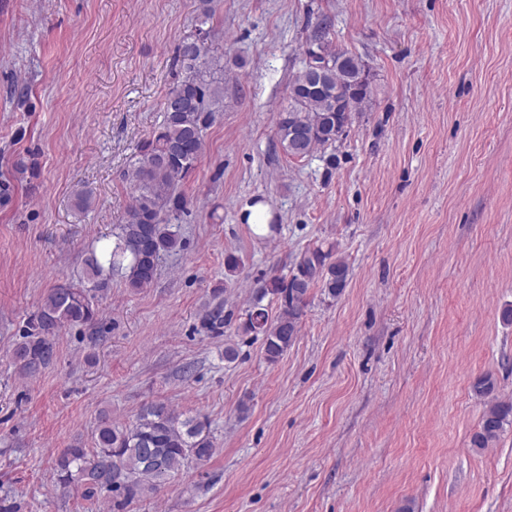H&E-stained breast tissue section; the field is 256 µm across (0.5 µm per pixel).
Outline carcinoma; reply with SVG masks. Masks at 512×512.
<instances>
[{
    "instance_id": "1",
    "label": "carcinoma",
    "mask_w": 512,
    "mask_h": 512,
    "mask_svg": "<svg viewBox=\"0 0 512 512\" xmlns=\"http://www.w3.org/2000/svg\"><path fill=\"white\" fill-rule=\"evenodd\" d=\"M212 3L200 0L197 35L202 45L195 48L186 38L177 48L181 77L166 93L162 124L143 142L138 165L128 174L132 203L112 231V242L88 253L78 282L59 284L44 297L14 349L22 372L34 375L53 362L55 339L64 328L94 324L98 298L108 292L112 275H120L134 291L147 289L156 279L161 255L180 245L176 225L192 200L178 186L204 152V131L224 111V83L215 78L224 72V64L210 55L206 28L214 15ZM319 48L327 58L321 82L309 84L305 72L299 71L290 86V106L277 122L279 144L292 158L303 159L336 143V133L351 123L371 94L357 56L328 41ZM348 275L343 256L333 259L319 248L305 252L296 274L274 277L262 289L275 298L276 314L271 317L264 308L251 311L242 333L262 337L266 359L277 361L300 332L311 288L320 283L335 298L344 291ZM203 322L214 330L224 327L223 305L208 310ZM472 391L485 402L471 437V447L479 451L495 445L512 426V400L498 396L490 374L479 377ZM91 442L90 449H64L56 460L57 481L67 487L76 476L85 497L109 491L119 497V508L155 494L162 480L193 461L209 460L216 451L208 421L184 418L168 405L153 402L142 406L129 424L102 418Z\"/></svg>"
}]
</instances>
